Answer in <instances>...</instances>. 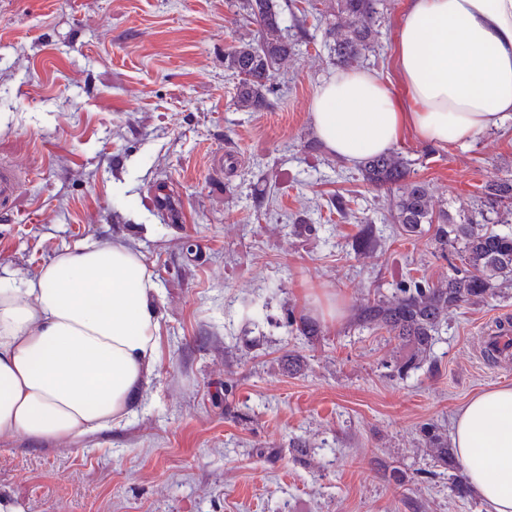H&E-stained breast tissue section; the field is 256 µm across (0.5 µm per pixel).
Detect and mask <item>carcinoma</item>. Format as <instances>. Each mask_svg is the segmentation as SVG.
<instances>
[{"mask_svg":"<svg viewBox=\"0 0 512 512\" xmlns=\"http://www.w3.org/2000/svg\"><path fill=\"white\" fill-rule=\"evenodd\" d=\"M382 0H336V21L325 30V46L332 64L350 67L375 51L380 35ZM288 0H241L245 19L258 27L257 37L240 39L224 52V70L238 78L233 104L242 112H262L271 106L274 68L298 55L300 36L306 34V15L292 16L285 25ZM411 160L392 150L365 160L360 175L375 189L392 194L390 216L405 235L433 226V241L441 252L457 248L464 269H455L438 285L399 288L356 308L353 323L384 329L395 342L388 364L393 375L404 378L421 368L436 336L448 320V310L461 303L477 304L495 288L512 285V230L499 232L485 227V213L454 219L436 207L429 184L413 177ZM481 204L504 210L499 224H512V177H497L482 186ZM379 246L371 224L361 225L352 241L357 254L373 253ZM437 462L454 470L451 489L459 498L469 495L465 477L456 466L448 442L434 430L427 431Z\"/></svg>","mask_w":512,"mask_h":512,"instance_id":"obj_1","label":"carcinoma"}]
</instances>
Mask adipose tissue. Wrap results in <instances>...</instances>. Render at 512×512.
<instances>
[{
    "instance_id": "1",
    "label": "adipose tissue",
    "mask_w": 512,
    "mask_h": 512,
    "mask_svg": "<svg viewBox=\"0 0 512 512\" xmlns=\"http://www.w3.org/2000/svg\"><path fill=\"white\" fill-rule=\"evenodd\" d=\"M397 64L406 99L362 67L313 98L315 134L340 160L394 149L408 125L424 142L464 145L512 118V0H411ZM158 295L123 245H78L22 288L0 279V443L120 423L160 358ZM452 439L471 493L488 512H512V385L470 399Z\"/></svg>"
}]
</instances>
